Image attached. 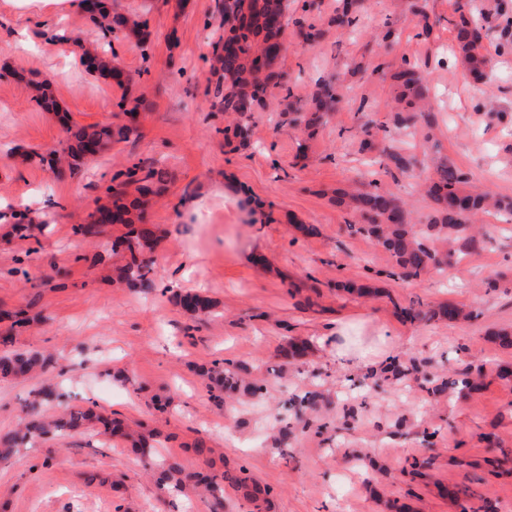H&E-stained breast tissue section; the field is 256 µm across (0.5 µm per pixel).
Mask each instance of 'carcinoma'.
<instances>
[{"label": "carcinoma", "mask_w": 512, "mask_h": 512, "mask_svg": "<svg viewBox=\"0 0 512 512\" xmlns=\"http://www.w3.org/2000/svg\"><path fill=\"white\" fill-rule=\"evenodd\" d=\"M288 0H222L218 11L224 27V38L213 43L211 74L216 77L214 97L224 113L240 117L233 135L242 139L249 132V120L253 112L264 108L266 99L280 97L285 101L281 115L294 126L305 130L327 121L329 113L336 110L342 101L341 80L323 81L311 100L302 104L292 99V91L285 75L278 70L280 49H288L285 31L288 29ZM459 19L454 23L456 40L460 48L461 65L470 73L480 77L488 67V50L483 29L473 24L457 5ZM89 20L103 33L115 38L130 34L138 36L143 45L148 43L150 32L143 16L112 9L105 0H97L95 9L89 11ZM82 61L86 69L110 80L122 90L117 107L125 116L139 114L140 99L130 95L132 79L123 77V70L114 64L113 57L99 48H84ZM377 73L393 81L399 88L395 98L397 107L390 108L392 124L397 129H408L418 121L429 122L430 109L424 102L421 76L414 66L404 61L394 69ZM32 99L44 112H59L47 86L29 80ZM136 125L128 122L118 128L89 125L71 132V140L58 153L37 152L26 154V158H38L39 164L47 167L56 177L72 175L89 158L110 148L112 144L128 139ZM167 172L151 164L139 162L116 172L111 184L106 187L108 202L98 205L88 214V221L78 227L82 234L89 233L88 226L98 224L101 215L108 214L126 232L115 237L110 249L129 254L130 261L119 268V276L133 288L152 289L155 286L152 264L139 259L142 250L154 240V231L146 222L145 210L150 196L155 194V185L167 181ZM464 175L455 167L443 164L426 179V194L433 204L434 216L428 224H416L397 194L370 182L364 188L337 193L335 202L349 208L357 217L350 225L356 235L371 239L388 253L399 270L398 276L416 280L427 269L443 268L471 252L484 248L487 234L476 229L471 219L479 213L495 210L512 215V199L499 197L486 189H464ZM181 308L192 315L209 310V301L197 294L179 298ZM404 313L415 321H429L435 317L450 322L474 317L455 304H442L434 310L410 308ZM47 359L39 353L12 352L0 356V374L23 376L36 368L44 367ZM213 380L218 389L235 391L243 388L250 396L262 394L260 385H242L237 371L225 367L214 371ZM52 396L48 389L34 393L25 402L17 429L0 436V457L10 454L20 445H32L43 436L57 429H78L82 422L92 416V409H71L58 419L47 420L41 414L44 401ZM194 478L184 463L169 461L161 465L157 478L160 484L182 485ZM203 485L214 506L224 504V486H244L245 480L230 477L226 473L212 474L196 480Z\"/></svg>", "instance_id": "cac0c4a2"}]
</instances>
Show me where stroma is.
<instances>
[{
  "label": "stroma",
  "mask_w": 512,
  "mask_h": 512,
  "mask_svg": "<svg viewBox=\"0 0 512 512\" xmlns=\"http://www.w3.org/2000/svg\"><path fill=\"white\" fill-rule=\"evenodd\" d=\"M454 2L367 0L357 26L340 28L342 0L308 11L294 0V17L321 36L306 45L289 31L278 69L298 100L338 77L343 99L310 136L282 123L271 103L254 113L242 145L225 143L233 119L207 82L211 45L224 35L217 0H115L142 14L151 33L143 48L133 37L111 43L142 101L137 129L59 180L21 159L66 145L57 116L37 107L26 82H47L73 125L125 123L120 89L80 61L81 45L106 41L80 0H0V217L40 218L25 239L0 220V336L51 359L39 374L0 378V436L49 384L58 398L46 414L93 404L152 432L154 446L136 456L97 422L47 437L0 463V512H212L191 486L156 484L162 458L246 478L265 489V512H388L391 503L460 512L449 497L458 489L475 505L512 512V380L498 375L512 366V349L493 338L512 329V222L479 215L493 237L485 249L408 281L351 232L332 200L375 180L427 223L431 203L412 186L441 159L468 187L512 198V53L493 54L488 80L474 81L455 61ZM55 29L67 41L50 40ZM388 29L397 37L386 42ZM405 60L424 77L434 126L377 129L375 148L361 150L355 128L385 121L395 95L378 71ZM390 151L415 166L387 174ZM140 161L169 174L146 212L158 235L147 254L157 283L149 292L112 279L124 258L102 241L123 226L97 237L75 231L105 203L112 175ZM186 293L207 297L209 313H186L176 302ZM418 303L463 305L475 317L404 320L401 308ZM338 340L356 358L390 354L416 369L393 384L366 380L362 368L342 372L330 349ZM225 362L263 383V399L211 400L207 373ZM444 377L476 387L431 392ZM308 394L316 408H298ZM283 428L282 451L273 438Z\"/></svg>",
  "instance_id": "stroma-1"
}]
</instances>
